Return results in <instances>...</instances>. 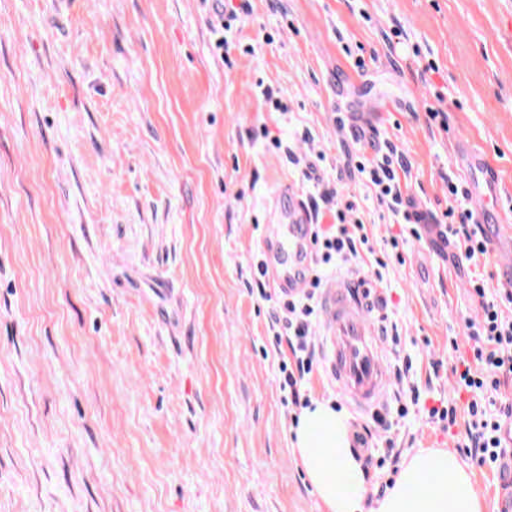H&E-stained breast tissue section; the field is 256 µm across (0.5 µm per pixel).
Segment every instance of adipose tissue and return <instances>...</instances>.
Segmentation results:
<instances>
[{
	"label": "adipose tissue",
	"mask_w": 512,
	"mask_h": 512,
	"mask_svg": "<svg viewBox=\"0 0 512 512\" xmlns=\"http://www.w3.org/2000/svg\"><path fill=\"white\" fill-rule=\"evenodd\" d=\"M291 448L324 512H483L467 469L455 454L434 448L410 456L385 495L370 500L349 420L331 403L302 410Z\"/></svg>",
	"instance_id": "obj_1"
}]
</instances>
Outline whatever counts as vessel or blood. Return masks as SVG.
Here are the masks:
<instances>
[{"mask_svg":"<svg viewBox=\"0 0 512 512\" xmlns=\"http://www.w3.org/2000/svg\"><path fill=\"white\" fill-rule=\"evenodd\" d=\"M459 156L470 174L469 191L478 212L499 202L498 179L486 157L469 146ZM274 222L262 240L269 256L271 280L287 293L303 286V273L310 261L309 216L302 205L275 207ZM322 308L329 336V369L337 391L355 409L374 410L385 400L388 374L382 350L369 318L366 291L347 277L332 279Z\"/></svg>","mask_w":512,"mask_h":512,"instance_id":"obj_1","label":"vessel or blood"}]
</instances>
